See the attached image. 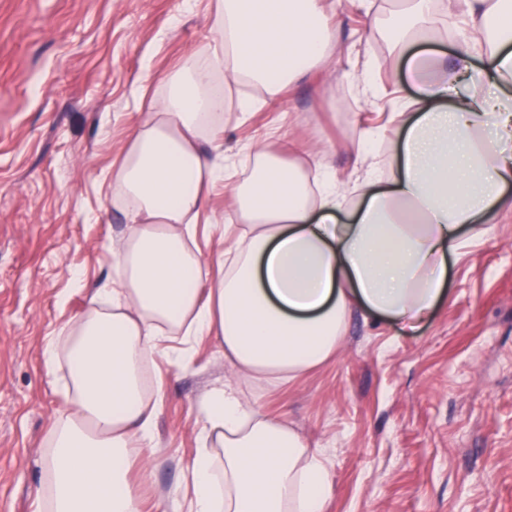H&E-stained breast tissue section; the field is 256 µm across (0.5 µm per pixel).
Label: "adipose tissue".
Returning a JSON list of instances; mask_svg holds the SVG:
<instances>
[{
  "label": "adipose tissue",
  "instance_id": "obj_1",
  "mask_svg": "<svg viewBox=\"0 0 512 512\" xmlns=\"http://www.w3.org/2000/svg\"><path fill=\"white\" fill-rule=\"evenodd\" d=\"M441 24L467 28L469 44L450 59L415 50ZM213 32L206 61L169 76L112 173L129 205L115 288L43 347L48 376L69 375L45 457L52 512H142L129 471L154 445L162 391L144 390L141 362L173 331L187 347L215 338L235 371L200 402L188 512H325L322 450L246 400L239 378L276 386L325 362L357 306L417 327L445 296L463 232L512 212V0H401L393 40L414 112L390 176L376 169L368 129L351 134L359 175L348 184L290 160L289 146L255 144L240 161L251 178L230 189L243 226L235 261L212 270L185 227L230 169L213 123L226 106L217 75L273 97L333 60L324 0H218Z\"/></svg>",
  "mask_w": 512,
  "mask_h": 512
}]
</instances>
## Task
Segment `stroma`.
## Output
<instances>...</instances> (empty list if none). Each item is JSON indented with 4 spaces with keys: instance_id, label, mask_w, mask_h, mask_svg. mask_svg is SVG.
Listing matches in <instances>:
<instances>
[{
    "instance_id": "stroma-1",
    "label": "stroma",
    "mask_w": 512,
    "mask_h": 512,
    "mask_svg": "<svg viewBox=\"0 0 512 512\" xmlns=\"http://www.w3.org/2000/svg\"><path fill=\"white\" fill-rule=\"evenodd\" d=\"M341 62L308 83L237 110V82L219 122L228 155L269 136L306 165L354 179L347 132L394 129L412 86L383 30L363 25L359 0H327ZM213 0H0V512H47L43 459L65 405L64 375L47 376L42 348L115 278L111 242L127 211L104 187L129 138L167 93V77L205 59ZM371 64L377 105L350 72ZM231 197L213 188L192 244L223 252ZM165 343L147 370L163 399L153 457L131 478L144 512H175L198 446L197 404L230 368L205 337L180 359ZM245 394L323 449L326 512H512V215L465 234L448 258L446 296L416 330L358 309L335 355L277 390L245 379Z\"/></svg>"
}]
</instances>
